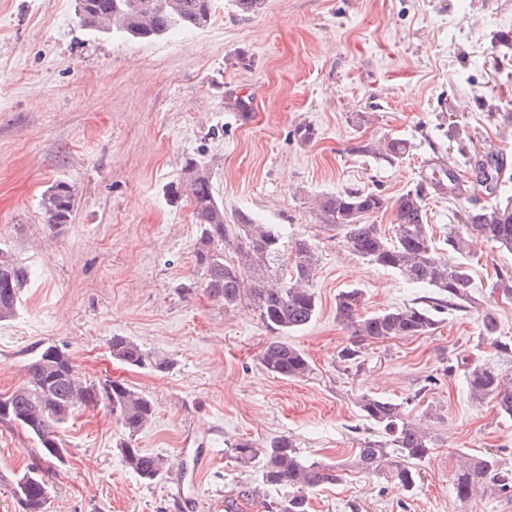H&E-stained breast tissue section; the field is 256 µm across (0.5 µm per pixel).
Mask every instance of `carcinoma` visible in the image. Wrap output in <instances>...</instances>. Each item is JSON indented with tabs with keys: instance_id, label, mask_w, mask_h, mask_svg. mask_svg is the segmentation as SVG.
<instances>
[{
	"instance_id": "1",
	"label": "carcinoma",
	"mask_w": 512,
	"mask_h": 512,
	"mask_svg": "<svg viewBox=\"0 0 512 512\" xmlns=\"http://www.w3.org/2000/svg\"><path fill=\"white\" fill-rule=\"evenodd\" d=\"M243 16L259 13L265 0H233ZM214 0H76L74 19L80 28L95 34L133 41L151 42L174 31L207 27L213 16ZM411 145L397 137L380 138L358 147V151L389 165L408 155ZM475 182L489 195L497 191L507 159L490 156L474 166ZM181 180L169 187L172 201L188 198L199 226L193 243L195 265L202 270L203 288L214 300L234 308L243 303L257 313L263 326L277 334L261 355V365L270 374L286 380L307 376L311 365L306 354L288 343V336L305 328L318 312V300L310 288L317 268L316 245L309 239L286 245L276 224H257L247 214H238L233 224L224 223V204L213 184L210 165L187 158ZM428 190L419 183L395 201L375 192L346 189L321 194L316 208L324 221L336 227L344 246L353 254L384 269L398 273L406 282L430 288L433 304L404 305L374 314H363V293L347 288L336 296V320L347 328L352 343L340 353L344 363L359 365L362 342L372 339L422 336L438 323L437 313L449 306L473 301V282L467 262H450L438 252L427 228L425 198ZM79 202L77 186L57 180L43 192L40 207L51 230L72 223ZM394 208L395 222L384 232L365 219ZM462 229H448L443 245L460 255L469 254L467 235L475 233L497 248L512 253V199L469 210ZM30 279L27 266L7 253L0 254V322L14 317ZM493 290L512 297V274H496ZM482 337L492 339L494 353L472 359L465 365L464 384L468 398L480 403L496 399L499 414L512 420V338L500 337L495 311L482 314ZM112 357L139 369L164 371L169 360L144 350L126 336L110 341ZM22 382L10 393H0V422L20 426L36 442L48 464L63 460L60 428L88 405L102 403L127 435L119 448L124 463L147 484L161 480L165 459L132 443L156 411L154 401L130 385L112 380H84L71 356L48 346L26 366ZM361 417L377 433L363 439L356 468L410 492L417 485L418 465L431 454L435 441L421 425L408 420L404 404L364 392L357 398ZM233 457L241 466L258 468L262 483L291 489L288 498L276 504V512H307V492L342 480L336 465L308 462L293 441L285 436L271 441L237 440L231 444ZM455 497L468 501L480 490L500 494L512 492V468L494 456L458 453ZM14 494L22 512H44L48 486L36 469L18 478Z\"/></svg>"
}]
</instances>
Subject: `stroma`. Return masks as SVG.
Here are the masks:
<instances>
[{
    "label": "stroma",
    "mask_w": 512,
    "mask_h": 512,
    "mask_svg": "<svg viewBox=\"0 0 512 512\" xmlns=\"http://www.w3.org/2000/svg\"><path fill=\"white\" fill-rule=\"evenodd\" d=\"M74 0H0V247L27 265L31 282L15 316L0 322V392L49 345L89 380H117L155 402L136 447L167 458L164 480L146 484L122 460V429L103 406L79 411L60 433L64 460L46 469V512H184L175 485L189 452L213 463L186 488L195 512H268L285 489L232 459L238 439L291 437L311 461L343 468L341 483L310 492L309 512H512V495H454L457 455L494 454L512 464V420L496 402L471 403L449 363L489 354L480 307L449 308L424 336L371 340L362 362L338 353L352 342L336 319V295L363 291L364 313L418 302L430 289L345 248L313 207L316 195L359 188L395 199L440 164L471 176L503 153L496 196L430 192L429 231L442 240L465 211L512 197V0H266L244 17L216 0L211 23L143 44L94 34L74 22ZM367 114L369 122L358 119ZM471 137L467 154L450 139ZM386 136L411 148L389 166L359 153ZM208 162L224 219L250 215L308 238L319 261L316 319L290 336L311 372L284 380L261 355L272 334L250 308H224L202 287L189 202L170 201L185 158ZM77 184L72 224L54 232L39 200L54 181ZM474 296L512 337V299L494 293L512 254L474 240ZM170 360L164 372L113 358L112 336ZM404 403L436 440L412 492L354 465L369 430L359 394ZM38 450L0 423V512H21L12 487Z\"/></svg>",
    "instance_id": "stroma-1"
}]
</instances>
